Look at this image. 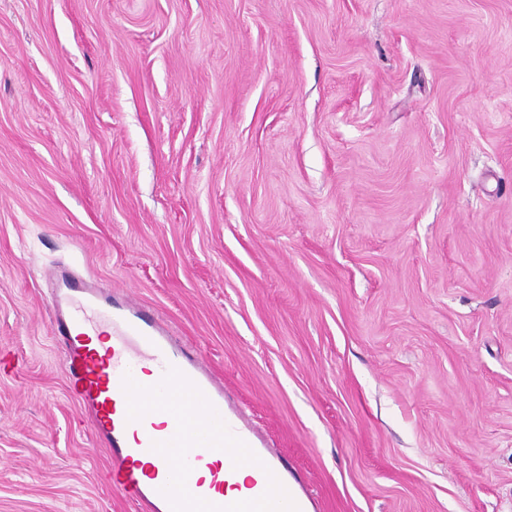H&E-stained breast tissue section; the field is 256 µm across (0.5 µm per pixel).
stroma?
<instances>
[{"mask_svg": "<svg viewBox=\"0 0 512 512\" xmlns=\"http://www.w3.org/2000/svg\"><path fill=\"white\" fill-rule=\"evenodd\" d=\"M61 264L196 347L319 512H512V0H0V512H138Z\"/></svg>", "mask_w": 512, "mask_h": 512, "instance_id": "obj_1", "label": "stroma"}]
</instances>
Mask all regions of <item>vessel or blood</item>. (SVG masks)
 I'll return each mask as SVG.
<instances>
[{"label":"vessel or blood","instance_id":"1","mask_svg":"<svg viewBox=\"0 0 512 512\" xmlns=\"http://www.w3.org/2000/svg\"><path fill=\"white\" fill-rule=\"evenodd\" d=\"M52 333L65 348L74 396L104 447L112 452V483L142 512H175L183 484L193 483L198 512H310L307 493L292 482L287 461L270 454L262 436L224 394V383L193 349L178 343L141 303H113L97 281L62 268L50 275ZM103 311L122 329V342L90 349L91 327L69 308L72 295ZM186 398L192 419L154 421V406ZM259 461L247 507L227 498L236 470L211 465L217 449Z\"/></svg>","mask_w":512,"mask_h":512}]
</instances>
